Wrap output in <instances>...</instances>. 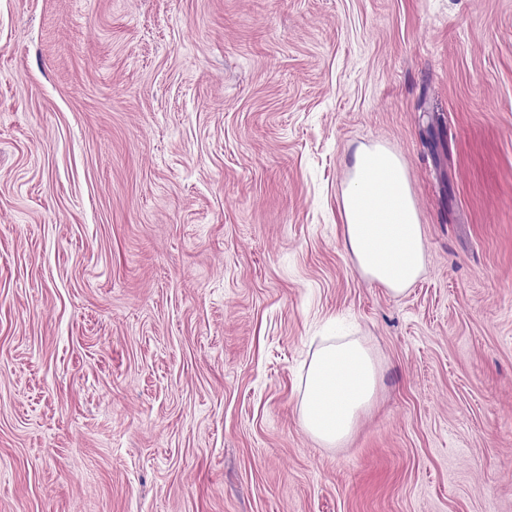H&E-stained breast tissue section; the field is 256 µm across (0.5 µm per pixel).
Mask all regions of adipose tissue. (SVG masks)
<instances>
[{"mask_svg": "<svg viewBox=\"0 0 512 512\" xmlns=\"http://www.w3.org/2000/svg\"><path fill=\"white\" fill-rule=\"evenodd\" d=\"M344 247L357 269L394 294L407 290L424 265V242L404 165L390 150L358 149L343 194ZM377 369L355 339L322 344L309 364L301 402L306 431L340 445L374 398Z\"/></svg>", "mask_w": 512, "mask_h": 512, "instance_id": "1", "label": "adipose tissue"}]
</instances>
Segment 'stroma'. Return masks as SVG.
<instances>
[{"instance_id":"35a3bbf8","label":"stroma","mask_w":512,"mask_h":512,"mask_svg":"<svg viewBox=\"0 0 512 512\" xmlns=\"http://www.w3.org/2000/svg\"><path fill=\"white\" fill-rule=\"evenodd\" d=\"M374 145L400 295L343 246ZM0 512H512V0H0ZM342 208L344 247L357 269L393 294L406 291L422 271L424 242L400 157L381 146L358 149ZM376 386V365L360 341L342 337L322 344L307 372L301 402L304 428L327 445H340L373 400Z\"/></svg>"}]
</instances>
